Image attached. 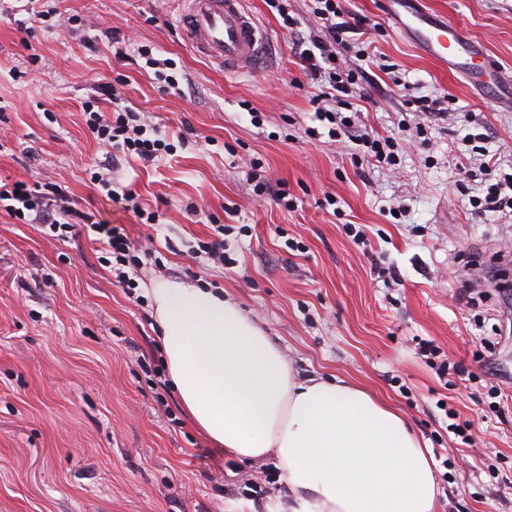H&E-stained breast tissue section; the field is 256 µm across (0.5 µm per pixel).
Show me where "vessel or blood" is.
Segmentation results:
<instances>
[{"instance_id":"b4317fda","label":"vessel or blood","mask_w":512,"mask_h":512,"mask_svg":"<svg viewBox=\"0 0 512 512\" xmlns=\"http://www.w3.org/2000/svg\"><path fill=\"white\" fill-rule=\"evenodd\" d=\"M178 16L182 39L195 54L224 72L260 71L267 58V39L243 0H183ZM390 20L428 57L466 74L474 87L490 92L496 103L512 105V74L488 56L462 29L429 12L410 8L408 0H385Z\"/></svg>"}]
</instances>
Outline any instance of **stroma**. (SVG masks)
Wrapping results in <instances>:
<instances>
[{
  "instance_id": "stroma-1",
  "label": "stroma",
  "mask_w": 512,
  "mask_h": 512,
  "mask_svg": "<svg viewBox=\"0 0 512 512\" xmlns=\"http://www.w3.org/2000/svg\"><path fill=\"white\" fill-rule=\"evenodd\" d=\"M294 30L264 0L245 6L272 61L227 75L177 27L179 0H37L0 15V178L56 182L79 207L124 225L141 260L115 284L95 233L65 239L0 212V512H276L288 483L274 457L243 462L188 421L165 363L146 289L159 278L223 294L260 326L299 376L368 387L428 448L438 512H512V209H483L490 179L512 181V107L442 71L396 29L383 0H347L365 18L336 51L364 72L358 126L394 138L395 165L354 160L312 99L296 54L321 26L288 0ZM512 68V0H424ZM78 25L67 26L68 17ZM135 38L125 55L106 31ZM158 67H146L138 47ZM178 89H169L166 76ZM126 106L186 146L104 176L159 220L110 205L91 166L105 151L83 104ZM446 98L450 116L410 97ZM479 146L464 151L467 134ZM283 183L292 207L258 193ZM364 227L355 244L350 225ZM224 236V259L202 247ZM493 277L468 305L466 259ZM437 347L423 356V343ZM449 360L448 375L436 372ZM470 422L473 446L448 429Z\"/></svg>"
}]
</instances>
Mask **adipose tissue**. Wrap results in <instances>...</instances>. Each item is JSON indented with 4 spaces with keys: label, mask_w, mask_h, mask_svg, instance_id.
I'll return each instance as SVG.
<instances>
[{
    "label": "adipose tissue",
    "mask_w": 512,
    "mask_h": 512,
    "mask_svg": "<svg viewBox=\"0 0 512 512\" xmlns=\"http://www.w3.org/2000/svg\"><path fill=\"white\" fill-rule=\"evenodd\" d=\"M149 293L181 406L237 457L275 456L289 512H435L428 451L387 404L342 378H297L220 294L170 280Z\"/></svg>",
    "instance_id": "obj_1"
}]
</instances>
